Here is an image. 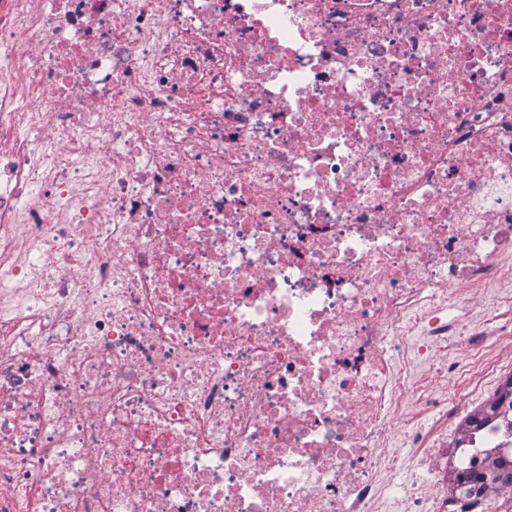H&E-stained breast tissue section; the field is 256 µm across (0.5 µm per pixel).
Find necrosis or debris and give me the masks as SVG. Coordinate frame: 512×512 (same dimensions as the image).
Listing matches in <instances>:
<instances>
[{
  "label": "necrosis or debris",
  "mask_w": 512,
  "mask_h": 512,
  "mask_svg": "<svg viewBox=\"0 0 512 512\" xmlns=\"http://www.w3.org/2000/svg\"><path fill=\"white\" fill-rule=\"evenodd\" d=\"M510 347L512 0H0V512H512Z\"/></svg>",
  "instance_id": "obj_1"
}]
</instances>
